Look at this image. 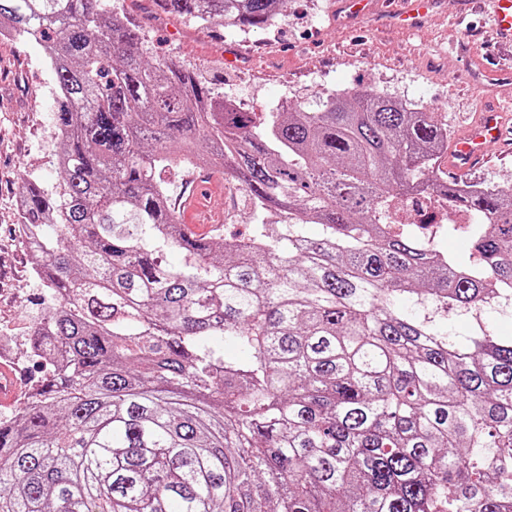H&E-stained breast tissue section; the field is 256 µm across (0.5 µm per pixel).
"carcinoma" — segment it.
I'll list each match as a JSON object with an SVG mask.
<instances>
[{
    "mask_svg": "<svg viewBox=\"0 0 512 512\" xmlns=\"http://www.w3.org/2000/svg\"><path fill=\"white\" fill-rule=\"evenodd\" d=\"M154 2L245 31L286 0ZM2 27L54 72L60 146L20 191L58 357L0 421V512H512V336L447 324L512 307V194L448 183V126L376 91L259 116L148 61L119 3L0 0ZM182 156L288 223L188 240ZM421 190L480 218L470 265L390 211ZM182 179L183 175L180 168H173L171 173L167 176L166 187L173 202H175L176 197L178 198L177 203L180 219L183 221V224H185L186 233L188 234L190 240L193 242H200L214 225L211 224V215H213V213H204L201 219L192 221L191 224L186 223L189 219H194L196 216L195 214L188 216L187 208L185 207L184 210L182 209V203L185 200V196L188 194L186 193L180 198L179 193L183 186Z\"/></svg>",
    "mask_w": 512,
    "mask_h": 512,
    "instance_id": "obj_1",
    "label": "carcinoma"
}]
</instances>
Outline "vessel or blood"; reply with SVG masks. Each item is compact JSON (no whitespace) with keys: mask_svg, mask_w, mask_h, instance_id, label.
Returning <instances> with one entry per match:
<instances>
[{"mask_svg":"<svg viewBox=\"0 0 512 512\" xmlns=\"http://www.w3.org/2000/svg\"><path fill=\"white\" fill-rule=\"evenodd\" d=\"M385 21L417 27L427 16L433 0H382ZM491 9L497 44L507 49L512 61V0H487ZM505 118L496 108L482 112L479 120L453 144L448 155V176L457 179L487 160V147L500 140Z\"/></svg>","mask_w":512,"mask_h":512,"instance_id":"1","label":"vessel or blood"}]
</instances>
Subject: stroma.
Wrapping results in <instances>:
<instances>
[{
  "label": "stroma",
  "mask_w": 512,
  "mask_h": 512,
  "mask_svg": "<svg viewBox=\"0 0 512 512\" xmlns=\"http://www.w3.org/2000/svg\"><path fill=\"white\" fill-rule=\"evenodd\" d=\"M459 0H436L422 29L411 32L378 21L376 15L345 19L336 0H287L278 28L241 31L204 28L162 13L154 0H132L141 25L143 51L152 61L171 59L196 66L224 96L253 112L283 106L316 107L332 91L376 90L402 102L423 105L457 136L472 123L496 90L476 87L467 58H480L491 36L487 11L470 14L481 36L470 54L459 52L454 18ZM55 76L40 47L17 39L0 47V334L24 336L37 313L41 292L17 234V194L24 179L47 187L56 182L53 159ZM485 328L512 335V311L488 309L480 318L452 317L451 335Z\"/></svg>",
  "instance_id": "35a3bbf8"
}]
</instances>
